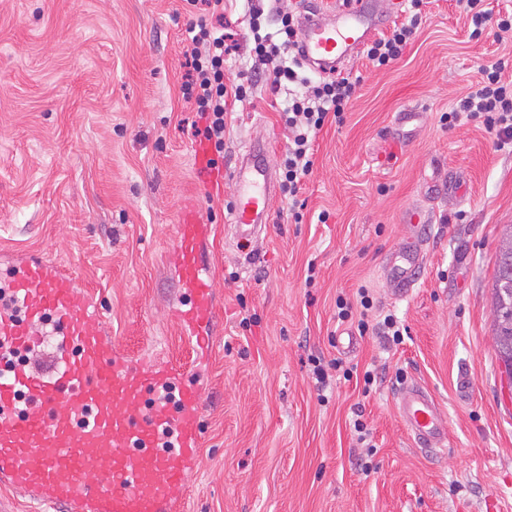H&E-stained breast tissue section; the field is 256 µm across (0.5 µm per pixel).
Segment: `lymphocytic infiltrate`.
<instances>
[{
  "instance_id": "1",
  "label": "lymphocytic infiltrate",
  "mask_w": 512,
  "mask_h": 512,
  "mask_svg": "<svg viewBox=\"0 0 512 512\" xmlns=\"http://www.w3.org/2000/svg\"><path fill=\"white\" fill-rule=\"evenodd\" d=\"M199 16L192 37L194 48L188 61L184 97L204 119L203 138L215 153L224 150L226 116L232 104L245 100L258 85L272 91L287 90L288 105L282 118L288 131V149L280 166L281 187L289 199H297L315 165L313 143L325 124L343 123L361 84L360 78L340 72L311 79L300 75L301 64L294 51L298 45V16L294 6L282 5L278 33L281 43L260 36V10L250 9L248 27L254 32V51L265 68L261 73H239L234 81L224 79V65L233 47L224 38V0H189ZM423 0H407L406 18L366 47V57L375 67L398 60L422 22ZM498 60L480 69L481 77L456 106L442 113L440 121L455 127L464 119L479 122L498 147L512 145V78Z\"/></svg>"
}]
</instances>
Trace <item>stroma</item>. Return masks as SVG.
<instances>
[{
    "label": "stroma",
    "instance_id": "1",
    "mask_svg": "<svg viewBox=\"0 0 512 512\" xmlns=\"http://www.w3.org/2000/svg\"><path fill=\"white\" fill-rule=\"evenodd\" d=\"M424 12L398 61L349 62L362 83L343 123L316 137L302 219L277 195L248 265L225 237L230 192L192 151L187 0H0V250L72 265L127 354L189 375V344L166 318L181 292L164 257L182 211L212 227L223 317L184 512H485L491 499L512 512V379L492 314L512 147L440 121L481 65L501 59L512 73V33L470 38L457 0ZM274 103L262 87L235 105L219 167L257 137L279 166L287 132ZM407 108L421 119L406 136L395 117ZM412 234L424 264L395 302L385 265ZM361 287L407 326L402 343L337 325V297ZM315 357L352 374L318 389ZM412 381L444 410L447 449L422 451L403 430L394 399ZM357 420L373 454L355 440Z\"/></svg>",
    "mask_w": 512,
    "mask_h": 512
}]
</instances>
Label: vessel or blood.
Masks as SVG:
<instances>
[{"instance_id":"obj_1","label":"vessel or blood","mask_w":512,"mask_h":512,"mask_svg":"<svg viewBox=\"0 0 512 512\" xmlns=\"http://www.w3.org/2000/svg\"><path fill=\"white\" fill-rule=\"evenodd\" d=\"M383 21L368 7L328 10L314 0L302 22L300 55L322 74L361 54ZM263 141L247 143L225 176L233 187L226 229L237 244L270 224L276 175ZM212 233L194 212L175 226L169 257L187 303L171 319L209 360L219 316L217 283L202 246ZM424 261L417 242L388 260L391 295L406 296ZM158 358H130L75 272L44 255L18 254L0 279V485L50 512H183L203 446L204 389L177 385ZM396 414L414 444L445 447L447 418L420 384L398 390Z\"/></svg>"}]
</instances>
